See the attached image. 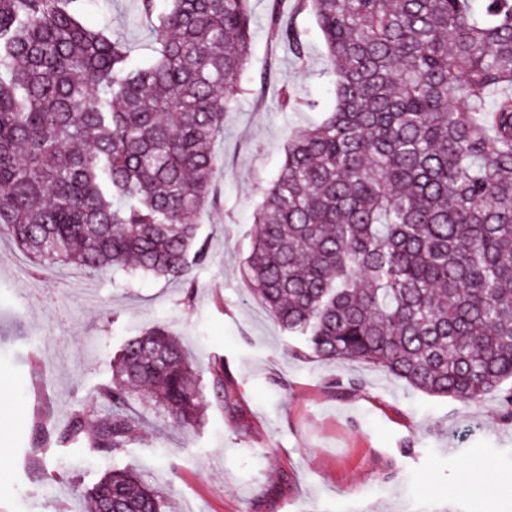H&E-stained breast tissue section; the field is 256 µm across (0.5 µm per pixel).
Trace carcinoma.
Returning <instances> with one entry per match:
<instances>
[{
	"label": "carcinoma",
	"mask_w": 512,
	"mask_h": 512,
	"mask_svg": "<svg viewBox=\"0 0 512 512\" xmlns=\"http://www.w3.org/2000/svg\"><path fill=\"white\" fill-rule=\"evenodd\" d=\"M84 0H0V233L41 267L183 278L208 259L224 115L244 93L250 0H138L159 45L139 60L81 19ZM314 16L334 106L288 137L243 273L314 358L363 361L431 396L512 419V0H297ZM271 36L306 57L272 0ZM213 387L229 402L224 364ZM175 426L204 400L168 327L123 344L57 443L123 448L134 392ZM114 469L87 512H164Z\"/></svg>",
	"instance_id": "1"
}]
</instances>
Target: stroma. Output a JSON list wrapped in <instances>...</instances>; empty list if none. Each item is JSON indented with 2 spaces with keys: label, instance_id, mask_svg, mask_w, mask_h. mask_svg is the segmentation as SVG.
<instances>
[{
  "label": "stroma",
  "instance_id": "obj_1",
  "mask_svg": "<svg viewBox=\"0 0 512 512\" xmlns=\"http://www.w3.org/2000/svg\"><path fill=\"white\" fill-rule=\"evenodd\" d=\"M270 0H251L245 88L215 144L224 166L215 203L195 217L208 260L186 282L74 266L43 273L0 236V512H85L112 469L135 472L174 512H512V420L498 393L468 408L407 387L365 362L328 363L292 349L251 296L241 270L261 191L277 176L291 132L320 123L333 86L314 17L282 0L306 43L297 66L267 32ZM84 17L148 60L158 46L136 0H86ZM299 91L278 106L281 86ZM179 336L206 399L198 425L173 426L147 394L130 409L136 435L117 454L69 444L42 454L34 426L61 428L97 396L124 341L157 324ZM232 384L224 404L210 366Z\"/></svg>",
  "mask_w": 512,
  "mask_h": 512
}]
</instances>
